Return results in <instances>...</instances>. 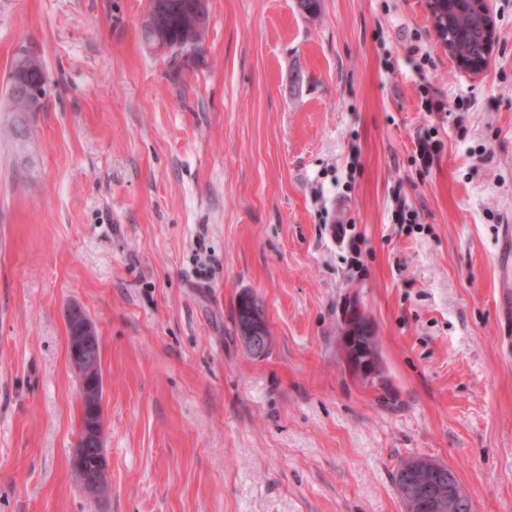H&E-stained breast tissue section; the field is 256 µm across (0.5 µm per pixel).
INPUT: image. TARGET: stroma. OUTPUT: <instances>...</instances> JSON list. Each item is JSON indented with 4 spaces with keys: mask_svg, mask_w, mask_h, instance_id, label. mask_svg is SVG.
I'll return each mask as SVG.
<instances>
[{
    "mask_svg": "<svg viewBox=\"0 0 512 512\" xmlns=\"http://www.w3.org/2000/svg\"><path fill=\"white\" fill-rule=\"evenodd\" d=\"M148 6L0 0V512H403L412 456L512 512V0L477 75L426 0H210L195 67L149 48ZM22 48L52 83L18 131ZM245 295L267 356L238 335ZM352 299L385 386L343 370ZM73 306L102 337L95 497L70 467ZM498 285L501 307L512 314V225H502L497 250ZM244 296L240 299L237 309V327L241 336L240 327L241 310ZM241 340L250 352L262 354L269 350L272 345V336L264 316L260 314H253L250 317V322L246 323L242 328Z\"/></svg>",
    "mask_w": 512,
    "mask_h": 512,
    "instance_id": "obj_1",
    "label": "stroma"
}]
</instances>
